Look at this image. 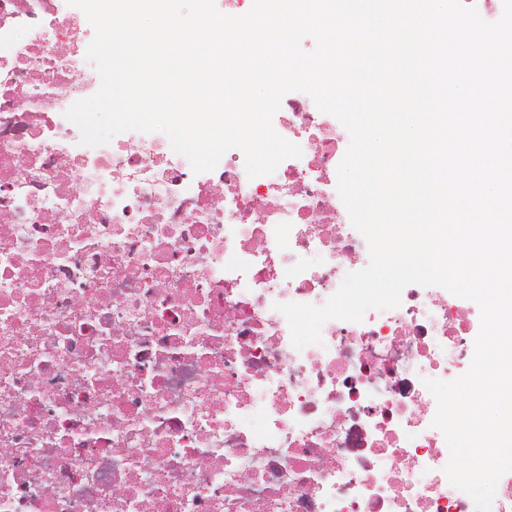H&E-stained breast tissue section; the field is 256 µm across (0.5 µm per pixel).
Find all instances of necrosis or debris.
Here are the masks:
<instances>
[{
  "label": "necrosis or debris",
  "mask_w": 512,
  "mask_h": 512,
  "mask_svg": "<svg viewBox=\"0 0 512 512\" xmlns=\"http://www.w3.org/2000/svg\"><path fill=\"white\" fill-rule=\"evenodd\" d=\"M86 36L61 0H0V512H477L424 385L472 360L471 309L410 285L300 350L276 309L367 264L343 130L289 94L302 155L255 178L161 134L81 144Z\"/></svg>",
  "instance_id": "necrosis-or-debris-1"
}]
</instances>
